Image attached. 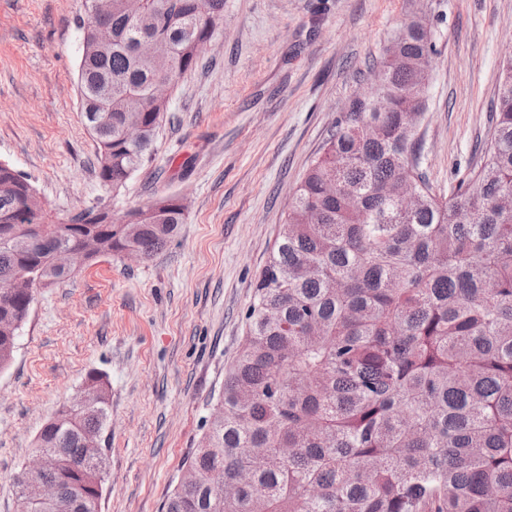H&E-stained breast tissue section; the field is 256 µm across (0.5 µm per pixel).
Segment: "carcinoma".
<instances>
[{
  "mask_svg": "<svg viewBox=\"0 0 512 512\" xmlns=\"http://www.w3.org/2000/svg\"><path fill=\"white\" fill-rule=\"evenodd\" d=\"M83 26L80 109L96 138L102 182L118 192L150 158L170 98L224 19V0H111ZM112 29V44L95 38ZM431 28L407 23L386 56L378 94L345 105L293 191L249 326L224 378L186 480L164 512H512V57L501 66L491 139L448 197L420 170L417 130L434 53ZM420 195L412 211L397 196ZM44 208L30 182L0 164V370L33 287L68 277L62 246L95 234L101 256L134 245L152 258L185 223L170 195L127 211L90 208L15 224ZM62 406L41 429L43 478L60 501L18 512H97L104 471L86 435L102 432L109 390Z\"/></svg>",
  "mask_w": 512,
  "mask_h": 512,
  "instance_id": "carcinoma-1",
  "label": "carcinoma"
}]
</instances>
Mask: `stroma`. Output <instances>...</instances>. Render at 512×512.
<instances>
[{
	"label": "stroma",
	"mask_w": 512,
	"mask_h": 512,
	"mask_svg": "<svg viewBox=\"0 0 512 512\" xmlns=\"http://www.w3.org/2000/svg\"><path fill=\"white\" fill-rule=\"evenodd\" d=\"M85 17L83 0H0V161L59 217L118 218L165 194L185 198L186 222L149 260L103 256L36 288L0 371V512H17L16 474L92 371L111 394L101 512H161L247 333L291 192L344 104L369 92L368 61L409 21L430 24L421 168L445 196L487 135L512 47V0H224L151 159L116 193L79 107Z\"/></svg>",
	"instance_id": "35a3bbf8"
}]
</instances>
